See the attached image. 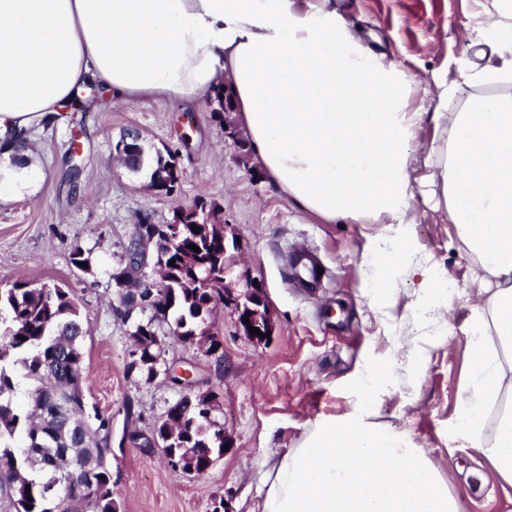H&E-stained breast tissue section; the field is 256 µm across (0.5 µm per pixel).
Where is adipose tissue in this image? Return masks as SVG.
<instances>
[{"mask_svg":"<svg viewBox=\"0 0 512 512\" xmlns=\"http://www.w3.org/2000/svg\"><path fill=\"white\" fill-rule=\"evenodd\" d=\"M329 0H0V198L33 194L12 164L31 133L85 84L204 105L231 93L262 170L323 224H380L370 285L405 266L414 197L412 145L435 136L421 184L481 271L485 299L468 329L470 382L460 439L512 484V0H473L468 37L484 63L434 73L431 112L410 104L413 77L364 47ZM422 311L446 326L455 286L415 270ZM395 360L368 368L362 404L319 422L263 477L261 512H463L447 478L394 429L372 423Z\"/></svg>","mask_w":512,"mask_h":512,"instance_id":"1","label":"adipose tissue"}]
</instances>
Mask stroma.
<instances>
[{
    "label": "stroma",
    "mask_w": 512,
    "mask_h": 512,
    "mask_svg": "<svg viewBox=\"0 0 512 512\" xmlns=\"http://www.w3.org/2000/svg\"><path fill=\"white\" fill-rule=\"evenodd\" d=\"M366 44L386 53L415 78L412 101L430 104L433 72L456 69L469 56L470 0H331ZM129 129L178 157L181 180L174 195L151 191L144 176L127 171L114 146ZM41 185L34 195L0 202V288L25 280L65 283L78 304L85 335L87 402L112 415L113 496L121 512H261V477L286 450L298 447L316 423L344 419L360 406L365 368L400 356L406 367L378 395L375 422L405 432L448 480L463 512H512V485L475 448L456 438L453 422L468 380L467 331L479 276L456 239L453 225L431 202L415 197L407 259H430L458 285L447 329L425 323L417 309L420 281L399 276L397 298L371 291L368 252L379 224H317L290 203L254 156L242 155L212 115L211 105L186 110L169 101L131 97L103 108L63 106L32 134ZM81 173L67 176L71 149ZM224 212L228 247L225 283L243 296L250 283L263 288L274 329L256 342L244 336L232 305L214 330L223 361L205 356L176 336L165 338L166 358L192 370L202 389L222 401L224 457L197 478L174 475L160 452L128 442L145 432L181 395L165 376L151 382L128 371L131 323L109 306V275L120 265L137 214L169 223L174 210L197 199ZM89 254L93 271L70 262L74 247ZM314 251L323 277L300 292L286 273L298 249ZM133 418H126V408Z\"/></svg>",
    "instance_id": "35a3bbf8"
}]
</instances>
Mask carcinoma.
<instances>
[{"mask_svg":"<svg viewBox=\"0 0 512 512\" xmlns=\"http://www.w3.org/2000/svg\"><path fill=\"white\" fill-rule=\"evenodd\" d=\"M131 147L127 169L150 182L172 160L143 140ZM191 218L164 225L178 238L171 251L139 246L138 231L149 225H133L110 274V306L123 321L131 319L133 294L118 284L153 295L152 305L137 310L128 365L147 382L158 376L170 334L189 345L205 341L206 354L223 360L220 341L204 330L224 302V225L201 224L195 232ZM82 336L68 290L25 281L0 289V512H120L112 492V415L86 413ZM220 411L214 392L195 388L155 421L151 432L173 474L205 475L224 457Z\"/></svg>","mask_w":512,"mask_h":512,"instance_id":"cac0c4a2","label":"carcinoma"}]
</instances>
